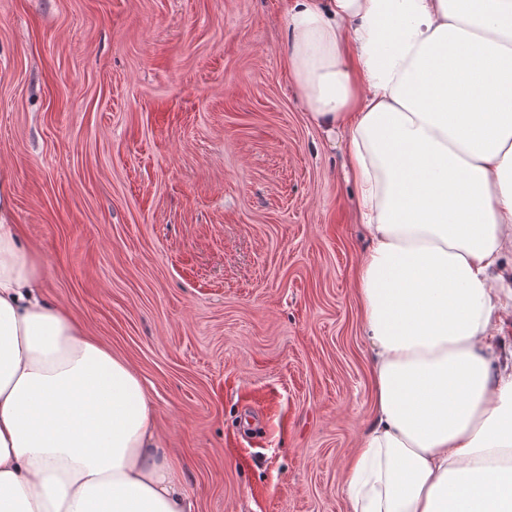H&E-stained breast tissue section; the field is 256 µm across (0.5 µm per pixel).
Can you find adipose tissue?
<instances>
[{"label":"adipose tissue","mask_w":512,"mask_h":512,"mask_svg":"<svg viewBox=\"0 0 512 512\" xmlns=\"http://www.w3.org/2000/svg\"><path fill=\"white\" fill-rule=\"evenodd\" d=\"M284 23L307 111L346 136L369 241L352 512H512V0H285ZM43 282L0 221V512H193L141 377Z\"/></svg>","instance_id":"obj_1"}]
</instances>
